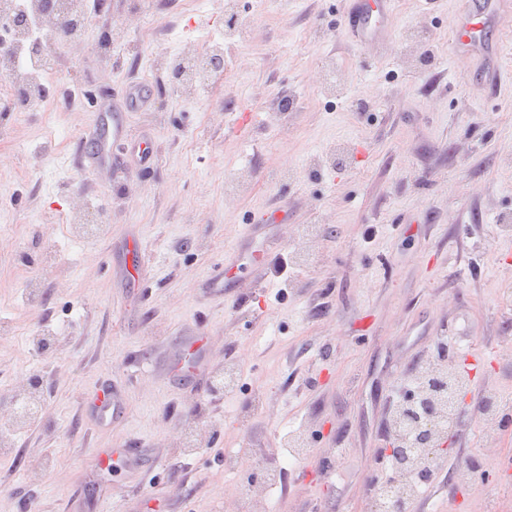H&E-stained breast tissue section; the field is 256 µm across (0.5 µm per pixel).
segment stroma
<instances>
[{
    "instance_id": "1",
    "label": "stroma",
    "mask_w": 512,
    "mask_h": 512,
    "mask_svg": "<svg viewBox=\"0 0 512 512\" xmlns=\"http://www.w3.org/2000/svg\"><path fill=\"white\" fill-rule=\"evenodd\" d=\"M91 2L103 22L56 49L47 105L0 143V195L17 218L0 223V512H383L384 425L438 357L470 369L471 389L408 512H482L490 491L512 503V471L499 468L512 429L488 439L480 427L484 392L512 404V14L511 72L490 91L462 75L449 36L466 0H395L384 59L343 35L347 0H281L274 14L245 0L258 37L228 39L235 79L187 101L161 59L171 40L223 26L225 0L189 16L181 0ZM145 8L154 33L139 42ZM429 47L432 64L414 65ZM139 80L153 106L125 125L152 142L155 165L137 172L116 149L83 170L92 116L68 89L108 98ZM287 97L297 107L278 111ZM290 165L296 176L280 179ZM243 168L253 181L227 193ZM75 208L104 215L102 231L73 241ZM273 214L272 260L231 291L211 288L245 225ZM300 248L309 260L277 296L272 261ZM203 331L204 364L178 378L174 362ZM106 384L126 408L109 427L88 406ZM298 431L310 449L296 463ZM107 448L119 454L104 475ZM265 470L280 474L269 501L240 498Z\"/></svg>"
}]
</instances>
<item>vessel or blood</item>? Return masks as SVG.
I'll return each instance as SVG.
<instances>
[{"label":"vessel or blood","mask_w":512,"mask_h":512,"mask_svg":"<svg viewBox=\"0 0 512 512\" xmlns=\"http://www.w3.org/2000/svg\"><path fill=\"white\" fill-rule=\"evenodd\" d=\"M350 7L341 17V27L357 46L369 47L377 55H385L393 44V0H349ZM506 0H468L465 9L454 15L449 26L456 46V56L464 62L479 60L483 82L489 85L500 80L504 68L499 56L500 18ZM95 136L82 141L79 164L94 170L106 164L113 147L126 144L134 151L140 166L154 163V152L148 142H128L119 114L96 112L93 118ZM255 225H247L229 263L241 267L243 261L263 255L254 243ZM95 417L100 425L109 426L125 415V407L111 395L94 402Z\"/></svg>","instance_id":"b4317fda"}]
</instances>
